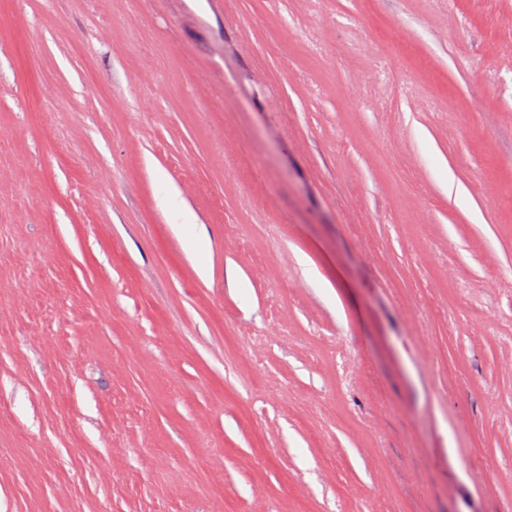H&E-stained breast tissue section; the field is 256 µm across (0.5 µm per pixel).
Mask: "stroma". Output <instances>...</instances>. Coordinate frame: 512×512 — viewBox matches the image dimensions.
Segmentation results:
<instances>
[{"instance_id":"stroma-1","label":"stroma","mask_w":512,"mask_h":512,"mask_svg":"<svg viewBox=\"0 0 512 512\" xmlns=\"http://www.w3.org/2000/svg\"><path fill=\"white\" fill-rule=\"evenodd\" d=\"M0 130V512H512V0H0Z\"/></svg>"}]
</instances>
